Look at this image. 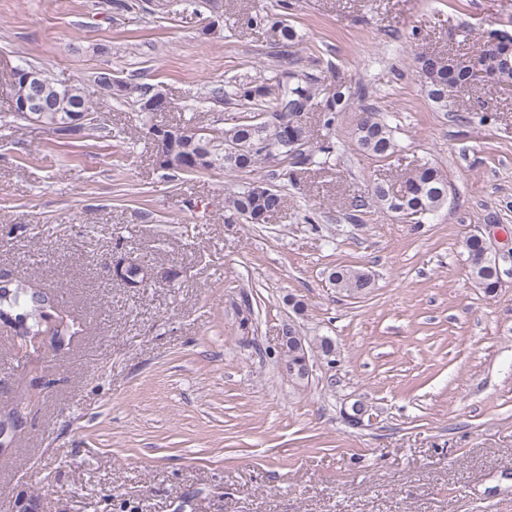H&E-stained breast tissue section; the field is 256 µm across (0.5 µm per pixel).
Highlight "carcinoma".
<instances>
[{"instance_id":"cac0c4a2","label":"carcinoma","mask_w":512,"mask_h":512,"mask_svg":"<svg viewBox=\"0 0 512 512\" xmlns=\"http://www.w3.org/2000/svg\"><path fill=\"white\" fill-rule=\"evenodd\" d=\"M162 8L171 12L193 14L200 8H216L213 0H163ZM252 26H269L278 33L279 40L293 43L297 38L294 28L269 15H255L248 19ZM427 87L428 96L434 103L441 102L440 86L448 84V63L443 58L429 53L416 56ZM484 71L497 85L512 86V69H504L492 56H486ZM112 75L102 72L95 76L97 90L125 102L132 101L139 106L158 94L149 84L133 79L122 81L123 88L111 91ZM43 93L47 98L60 100V106L53 112H36L33 118L40 125L52 129L65 137H79L92 128L90 93L81 84H72L65 89L49 73L43 74ZM317 89L310 81L295 74L280 71L260 85L229 84L217 85L208 89L204 100L222 104L234 100L244 109V115L224 129H208L191 124L176 125L180 132L178 141L181 154H204L206 161L196 169L204 172L213 169L228 173L252 174L268 162L271 154L279 155L280 161L290 166L325 164L333 153L330 144L320 145L316 149L309 146L307 131L296 121L294 113L285 111V104L295 103L310 111L316 105ZM79 103L88 118L75 122L71 109L73 103ZM265 113L280 116L278 122L271 124L262 132L256 129L264 122L260 117ZM353 138L359 150L377 159H388L398 152V144L391 126L380 113L363 109L353 129ZM372 198L390 211H399V216L410 223L418 224L432 212L441 208L448 199V181L443 171L436 165L423 163L405 173L399 182L398 191L390 189L388 184H378L373 189ZM286 200L282 187L265 183V191L253 192V184L230 187L224 194V209L227 220H242L246 224H264L265 215L277 214L285 207ZM467 253L470 277L476 287L491 295L499 288L498 278L489 270V264L481 261L485 243L471 236L464 241ZM328 278L335 279L334 288L338 293L353 299L368 295L375 287L374 278L367 271L351 266H339L331 269ZM59 301L56 295L35 289L21 281L0 280V323L13 326L15 336H36L40 325L51 317ZM309 344L299 346L291 341L280 344L279 362L289 366H298L303 358L309 357ZM25 424L24 414L16 409L4 419L0 418V449L14 443Z\"/></svg>"}]
</instances>
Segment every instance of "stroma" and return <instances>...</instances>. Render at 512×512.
Listing matches in <instances>:
<instances>
[{
  "label": "stroma",
  "instance_id": "1",
  "mask_svg": "<svg viewBox=\"0 0 512 512\" xmlns=\"http://www.w3.org/2000/svg\"><path fill=\"white\" fill-rule=\"evenodd\" d=\"M288 4L175 15L156 0H0V67L91 89L101 72L136 78L171 101L158 123L227 127L241 108L200 104L207 87L255 84L277 64L319 102L348 96L331 127L310 113L311 143L335 151L295 167L267 224L225 223L222 171L169 180L143 112L93 89L85 138L0 126V278L63 294L77 329L58 350L50 333L24 344L0 324V416L27 417L0 450V512L23 494L41 512H512V278L484 294L463 248L486 224L512 242V90L481 85L443 112L414 62L512 33V0ZM277 12L296 44L247 23ZM365 107L394 130L389 160L352 139ZM424 162L448 178L443 207L413 224L372 202ZM134 257L149 276L132 288L113 268ZM336 265L370 271L374 290L338 294ZM290 296L307 336L336 344L301 388L278 360Z\"/></svg>",
  "mask_w": 512,
  "mask_h": 512
}]
</instances>
